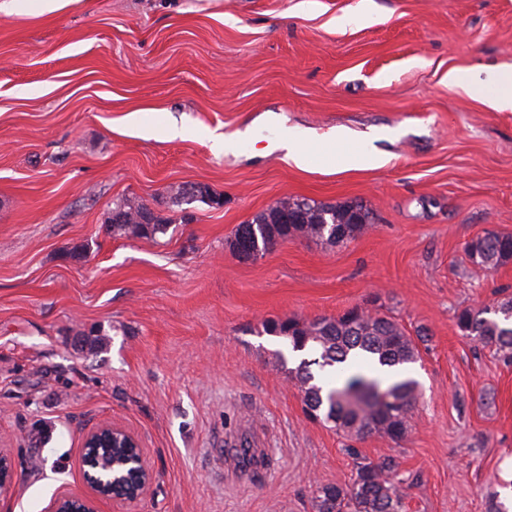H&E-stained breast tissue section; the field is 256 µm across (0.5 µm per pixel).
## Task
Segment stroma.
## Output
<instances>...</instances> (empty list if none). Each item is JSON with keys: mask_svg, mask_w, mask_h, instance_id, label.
Returning <instances> with one entry per match:
<instances>
[{"mask_svg": "<svg viewBox=\"0 0 512 512\" xmlns=\"http://www.w3.org/2000/svg\"><path fill=\"white\" fill-rule=\"evenodd\" d=\"M0 0V447L16 476L0 512H51L86 490L85 433L140 442L154 480L101 512H314L319 484L350 483L349 442L304 415L269 318L373 308L409 335L421 397L397 457L404 512H487L512 483V365L457 326L512 291V264H471L466 242L512 236V112L448 72L512 65V0ZM177 123L184 137L166 139ZM357 137L288 164L283 127ZM247 130L234 152L211 138ZM208 185L222 208L168 210L169 186ZM172 223L157 241L112 235L113 201ZM360 201L375 222L334 247L294 238L253 260L236 225L275 201ZM49 432L42 445L29 433ZM271 464L249 474L245 453ZM383 132L374 133L364 139H356L350 132L339 129L322 135L298 127H286L281 131L278 148L283 150L284 159L299 168L307 166L310 152L336 147V144L348 145L351 150L345 156L347 167L372 169L386 165L390 158L378 152L372 145L374 140L383 138ZM359 141L362 145H357Z\"/></svg>", "mask_w": 512, "mask_h": 512, "instance_id": "35a3bbf8", "label": "stroma"}]
</instances>
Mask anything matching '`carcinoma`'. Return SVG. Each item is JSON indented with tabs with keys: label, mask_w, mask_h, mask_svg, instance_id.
I'll use <instances>...</instances> for the list:
<instances>
[{
	"label": "carcinoma",
	"mask_w": 512,
	"mask_h": 512,
	"mask_svg": "<svg viewBox=\"0 0 512 512\" xmlns=\"http://www.w3.org/2000/svg\"><path fill=\"white\" fill-rule=\"evenodd\" d=\"M106 223L119 236L154 240L166 234L172 220L146 204L123 198L113 203ZM374 223L371 210L358 202L340 204L283 198L274 208L256 214L235 227L229 247L243 256L241 239L250 247L271 250L289 238H305L336 245L357 237ZM469 260L494 272L512 262V236L487 233L467 242ZM512 297L488 305L465 308L457 315L459 329L478 345L490 348L507 364L512 363ZM263 331L288 338L292 351L310 350L316 357L302 358L293 379L302 393L304 407L323 412V424L350 441L379 435L401 442L410 428L418 401V384L404 378L388 384L359 371L342 384L323 380L327 373L342 375L350 364L396 367L419 357L417 341L392 318L362 311L353 322L347 315L304 320H267ZM355 475L348 485L323 484L314 490L315 512H402L404 480L394 456L372 462L357 455Z\"/></svg>",
	"instance_id": "carcinoma-1"
}]
</instances>
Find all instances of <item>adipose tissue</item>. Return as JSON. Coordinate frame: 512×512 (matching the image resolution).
I'll list each match as a JSON object with an SVG mask.
<instances>
[{
  "mask_svg": "<svg viewBox=\"0 0 512 512\" xmlns=\"http://www.w3.org/2000/svg\"><path fill=\"white\" fill-rule=\"evenodd\" d=\"M339 144L350 148L346 156L348 167L372 169L382 167L388 162L387 156L374 148L372 138L358 140L343 129L320 135L298 127H286L281 131L278 147L283 150L285 160L303 168L307 165L310 152L328 149Z\"/></svg>",
  "mask_w": 512,
  "mask_h": 512,
  "instance_id": "1",
  "label": "adipose tissue"
}]
</instances>
